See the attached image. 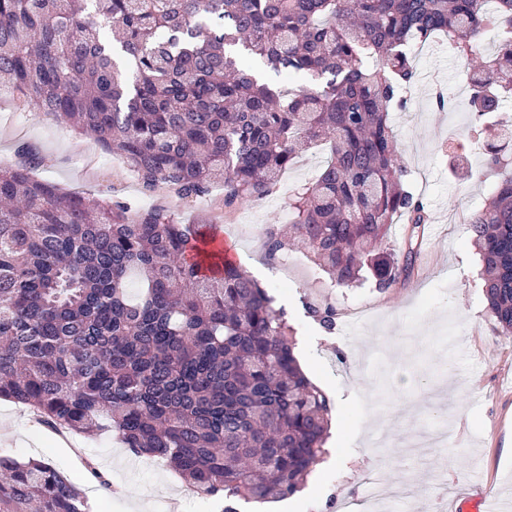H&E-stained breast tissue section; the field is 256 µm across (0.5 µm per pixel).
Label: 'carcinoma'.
I'll return each mask as SVG.
<instances>
[{
  "mask_svg": "<svg viewBox=\"0 0 512 512\" xmlns=\"http://www.w3.org/2000/svg\"><path fill=\"white\" fill-rule=\"evenodd\" d=\"M487 29L512 30V0H0V77L23 107L93 132L145 189L224 205L273 192L319 144L329 159L293 195L292 231L335 285L412 267L384 246L395 219L424 236L390 111L416 81L415 45L440 36L464 61ZM312 86L276 82L283 73ZM481 118L512 97V40L467 69ZM497 121L499 182L468 217L484 295L512 332V171ZM205 224L61 191L0 167V399L49 426L110 431L165 457L190 489L238 501L297 493L324 453L325 395L302 373L283 308L205 249ZM223 275L202 272L204 260ZM137 278L139 292L128 288ZM0 512H90L48 464L0 456Z\"/></svg>",
  "mask_w": 512,
  "mask_h": 512,
  "instance_id": "obj_1",
  "label": "carcinoma"
}]
</instances>
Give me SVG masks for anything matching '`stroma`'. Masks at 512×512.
<instances>
[{
  "instance_id": "35a3bbf8",
  "label": "stroma",
  "mask_w": 512,
  "mask_h": 512,
  "mask_svg": "<svg viewBox=\"0 0 512 512\" xmlns=\"http://www.w3.org/2000/svg\"><path fill=\"white\" fill-rule=\"evenodd\" d=\"M416 83L403 110L391 113L396 154L407 182L424 204V238L408 237L406 222L390 226L388 248L420 253L415 266L381 292L370 285L341 288L296 243L268 257L269 231H287L297 188L311 183L326 151L303 154L262 200L231 207L224 188L179 199L165 187L144 189L133 172L89 133L75 130L35 107H21L0 88V165H31L35 176L72 191L147 210L175 208L185 220L218 225L236 265L269 288L285 309L299 361L329 401L339 425L343 465L320 458L287 512H336L340 490L367 497L366 473L382 476L388 489L407 487L411 512H448L456 498L489 483L512 512V335L505 336L488 309L483 269L466 214L483 207L498 175L487 165L483 141L468 132V82L453 50L432 43L415 52ZM447 105L438 109L436 92ZM368 306L359 322L346 309ZM334 307V330H324L310 308ZM56 433L21 404L0 403V456L38 457L85 491L97 492L91 512H138L151 502L162 512L179 499L182 512H224V500L194 494L168 467L128 455L109 433L76 435L58 446ZM105 474L109 487L97 476Z\"/></svg>"
}]
</instances>
